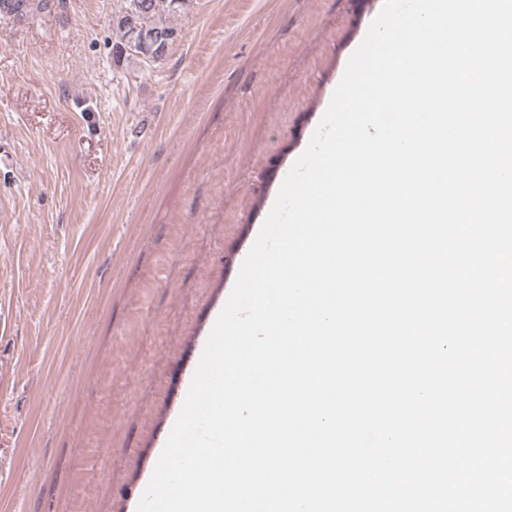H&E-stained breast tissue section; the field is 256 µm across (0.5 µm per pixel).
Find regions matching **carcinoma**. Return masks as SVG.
Segmentation results:
<instances>
[{"instance_id": "cac0c4a2", "label": "carcinoma", "mask_w": 512, "mask_h": 512, "mask_svg": "<svg viewBox=\"0 0 512 512\" xmlns=\"http://www.w3.org/2000/svg\"><path fill=\"white\" fill-rule=\"evenodd\" d=\"M187 6L188 0H169L165 10L155 11L146 6V0H123L120 9L112 16V25L118 34V41L112 47L114 59L119 62L124 58L125 47L135 30L163 37L176 33L171 18ZM51 7V0H0V10L20 20Z\"/></svg>"}]
</instances>
